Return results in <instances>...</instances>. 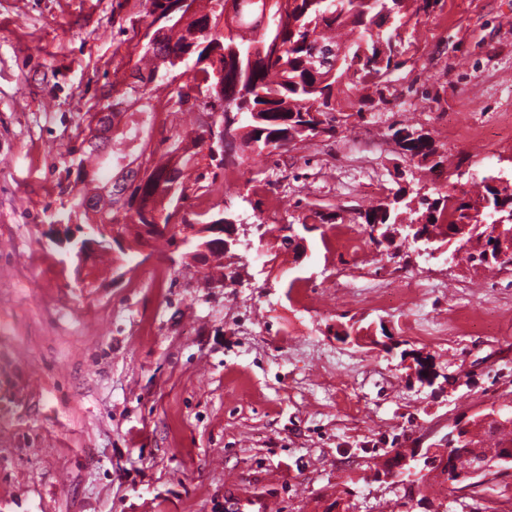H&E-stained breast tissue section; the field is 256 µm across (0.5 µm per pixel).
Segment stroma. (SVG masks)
Masks as SVG:
<instances>
[{"mask_svg": "<svg viewBox=\"0 0 512 512\" xmlns=\"http://www.w3.org/2000/svg\"><path fill=\"white\" fill-rule=\"evenodd\" d=\"M136 13L132 0H0V512H232L239 497L399 512L403 488L377 477L394 449L512 412V268L412 244L390 260L369 242L356 259L316 233L296 263L256 227L320 208L336 215L325 232L364 236L357 210L398 186L511 179L512 0H435L407 28L387 105L225 182L237 281L205 283L160 241L82 284L52 225ZM395 124L429 134L445 177L405 164ZM359 325L370 338L341 339ZM416 494L445 512L489 505L442 477Z\"/></svg>", "mask_w": 512, "mask_h": 512, "instance_id": "obj_1", "label": "stroma"}]
</instances>
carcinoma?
I'll return each mask as SVG.
<instances>
[{
    "label": "carcinoma",
    "instance_id": "cac0c4a2",
    "mask_svg": "<svg viewBox=\"0 0 512 512\" xmlns=\"http://www.w3.org/2000/svg\"><path fill=\"white\" fill-rule=\"evenodd\" d=\"M192 13L178 7V0H144V13L138 22L151 32L154 50L146 48L137 59H128L133 85L112 98L113 111L127 115L113 140L112 171L126 153L142 151L138 142L152 118L154 102L164 99L169 105L165 125L161 126L160 152L149 151L145 173L133 179L127 208L112 211V223L120 224L150 247L162 239L142 236L140 226L150 223L155 213L164 214L165 224H222L224 232L236 220L228 209L196 211L191 200L210 198L220 192L217 179L221 171L243 165L249 156L288 151L290 138L304 141L305 130L316 123V115L334 111L350 123L364 119L363 107L387 104L382 86L386 77L399 69L393 42L397 31L430 7L429 0H284V5L266 8V0H242L236 35L224 33V0H193ZM348 47L349 60L336 67V51ZM223 84V95L214 91ZM376 88L378 99L360 100L354 112L353 90ZM246 93L235 112L238 140L231 154L203 153L202 116L224 110V100ZM147 95L148 103L136 112L146 115L139 121L130 112L137 96ZM408 127L394 129L404 157L434 173L442 161L434 160L437 148L422 134L406 135ZM79 167L72 190V201L64 216L67 221L91 225L93 217L79 211L87 190L82 173L92 171V180L100 179L106 162L92 150L80 147ZM500 207L496 218L503 230L486 224V213ZM365 224H422L434 234L438 246L454 244L455 251L466 253L471 267L497 265L487 252L500 234L512 233V198L495 195L489 184L484 194L464 201L448 193L437 198L423 197L411 207L405 190L360 214ZM224 246L215 242L201 261L200 270L207 281L215 280L213 270L223 267ZM472 448L454 449L452 469H468L476 454L491 449L512 451V418L483 419L475 423Z\"/></svg>",
    "mask_w": 512,
    "mask_h": 512
}]
</instances>
